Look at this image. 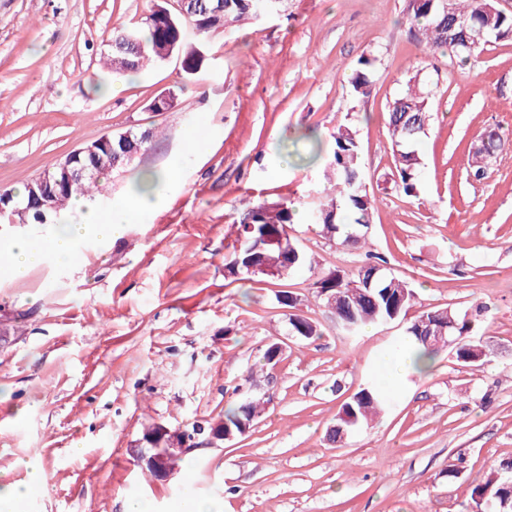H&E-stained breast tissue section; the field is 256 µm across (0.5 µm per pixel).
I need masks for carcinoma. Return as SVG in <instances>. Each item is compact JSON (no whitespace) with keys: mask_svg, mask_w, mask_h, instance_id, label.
Segmentation results:
<instances>
[{"mask_svg":"<svg viewBox=\"0 0 512 512\" xmlns=\"http://www.w3.org/2000/svg\"><path fill=\"white\" fill-rule=\"evenodd\" d=\"M409 22L416 43L426 49L446 50L448 54L462 61L468 59L473 51L489 42V39H512V14L499 9L495 0H410ZM449 13L457 21L456 31L473 36L483 32L486 38L478 42L467 43L455 40L453 33L444 25V13ZM158 18L148 22L146 19L116 31L113 42L118 43L128 36L136 39V45L123 51L114 50L109 60L116 72H137L149 65L165 60L162 50L170 46L181 57V68L186 77L197 75L207 60L204 43L185 41L181 19L190 20L201 35L226 25L245 20L256 15V0H190L184 9L171 10L160 5ZM353 91L361 96L371 92L369 73L363 70L355 72L351 78ZM430 115L428 96L419 86V81L409 86L407 91L395 99L389 106V131L391 132L394 156V186L406 197H415L418 193V171L420 158L414 145L425 131L422 127L429 124ZM126 137L112 138V166L101 165L99 175L94 180H82L61 192L51 201L53 207L35 206L24 216H17L29 224L59 223L58 215L64 211L75 195L90 199L96 198L102 191V179L128 165L133 157L147 150L152 141L153 132L125 131ZM309 158L312 160L327 157V173L333 179L334 193L320 203L312 213L313 223L321 226L324 236L334 238L337 243L353 249L365 246L362 236L348 230L358 225L368 227L371 223L373 200L364 184L358 131L351 124H342L333 133L332 150L325 151L320 139L303 135ZM237 237L232 245L230 261L225 265V275L235 281H253L261 278L270 284H276L288 278L295 269L308 262L303 250H298V260L287 265L281 237L288 235L290 224L294 223V211L285 201H274L252 206L239 214ZM255 225L249 230V225ZM265 234L269 241L260 252L248 251L249 240L257 234ZM376 268V264L366 261L348 274L340 270L329 271L311 284L312 294L321 301L336 319L339 326L348 334H355L369 323H382L397 315L403 317L415 301V292L409 284L390 273L373 280L371 289L361 293L353 287L361 283L366 272ZM334 288L343 295V301L334 305L322 295L321 289ZM437 317L449 325V334L456 339V360L463 366L473 365L472 358L479 355L480 344L472 340L476 316L461 312L452 307H433L422 311L408 322L405 337L401 338L396 349L405 353L418 346L431 356H436L443 347L433 345L420 337L418 320L422 317ZM267 399L254 395L247 405H238L224 410L221 422L233 431L235 437H243L240 420L251 417L257 423L265 410ZM386 403L385 393L376 385L367 386L358 391L350 401L344 403L337 415L336 422L347 429L359 428L369 424ZM471 498L478 508L492 503L493 509H499L508 502L506 512H512V463L502 461L491 469L484 485L472 490Z\"/></svg>","mask_w":512,"mask_h":512,"instance_id":"1","label":"carcinoma"}]
</instances>
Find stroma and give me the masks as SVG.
I'll return each instance as SVG.
<instances>
[{"instance_id": "35a3bbf8", "label": "stroma", "mask_w": 512, "mask_h": 512, "mask_svg": "<svg viewBox=\"0 0 512 512\" xmlns=\"http://www.w3.org/2000/svg\"><path fill=\"white\" fill-rule=\"evenodd\" d=\"M159 0H0V188L15 192L75 148L130 129L153 132L145 154L112 173L94 202L108 210L151 172L169 174L166 203L109 245L84 244L68 268L46 258L22 281L0 278V481L23 483L37 459L44 483L20 512H188L209 498L224 512H472L471 492L493 463L512 460V40L464 64L414 42L410 0H279L275 10L198 38L208 60L185 78L174 56L111 73L115 28ZM374 61L371 93L350 78ZM432 114L417 149L418 197L396 192L389 105L410 78ZM172 109L150 111L162 92ZM356 126L373 199L363 250L324 238L311 213L326 200L324 161L305 165L295 132L331 142ZM501 151L470 177L484 133ZM285 199L292 239L315 266L282 286L234 281L224 267L243 209ZM432 307L480 310L482 361L454 349L429 373L393 368L405 320L343 334L311 293L331 269L366 251ZM319 336L287 335L292 311ZM285 353L272 372L264 349ZM270 398L248 436L193 449L182 476L151 479L132 451L154 425L216 422L245 396L247 370ZM372 379L388 400L339 445L326 435L344 402Z\"/></svg>"}]
</instances>
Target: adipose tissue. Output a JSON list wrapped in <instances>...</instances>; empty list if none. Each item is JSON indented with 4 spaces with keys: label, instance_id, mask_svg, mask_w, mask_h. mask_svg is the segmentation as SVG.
Segmentation results:
<instances>
[{
    "label": "adipose tissue",
    "instance_id": "obj_1",
    "mask_svg": "<svg viewBox=\"0 0 512 512\" xmlns=\"http://www.w3.org/2000/svg\"><path fill=\"white\" fill-rule=\"evenodd\" d=\"M164 202L159 189L143 188L118 208L105 212L92 208L89 200L76 197L72 208L85 210L82 223L51 224L46 230L0 232V265L8 267L13 279L23 280L46 256L69 264L81 242L111 241L121 237L126 224L156 211Z\"/></svg>",
    "mask_w": 512,
    "mask_h": 512
}]
</instances>
